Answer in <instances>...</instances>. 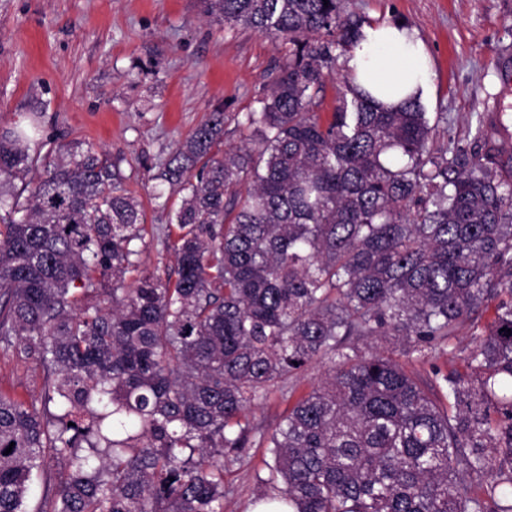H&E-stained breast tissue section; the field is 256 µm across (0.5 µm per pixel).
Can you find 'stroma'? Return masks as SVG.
<instances>
[{"label":"stroma","mask_w":512,"mask_h":512,"mask_svg":"<svg viewBox=\"0 0 512 512\" xmlns=\"http://www.w3.org/2000/svg\"><path fill=\"white\" fill-rule=\"evenodd\" d=\"M342 18L399 23L421 38L432 70L422 98L448 115L438 140L470 150L477 128L512 153V0H343ZM281 56L277 42L205 17L198 0H0V131L41 115L29 146L80 141L118 165L140 201L152 237L140 264L173 276L175 257L155 231L171 223L180 196L154 198L156 176L180 142L217 108L245 116ZM493 317L465 323L440 354L418 365L463 369L461 355ZM44 372L0 350V391L40 397ZM227 463L235 489L224 512H250L264 449Z\"/></svg>","instance_id":"1"}]
</instances>
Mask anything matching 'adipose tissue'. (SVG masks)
I'll return each mask as SVG.
<instances>
[{"mask_svg":"<svg viewBox=\"0 0 512 512\" xmlns=\"http://www.w3.org/2000/svg\"><path fill=\"white\" fill-rule=\"evenodd\" d=\"M346 57L354 88L391 107L424 92L430 77L425 45L410 29L391 23L364 26Z\"/></svg>","mask_w":512,"mask_h":512,"instance_id":"adipose-tissue-1","label":"adipose tissue"}]
</instances>
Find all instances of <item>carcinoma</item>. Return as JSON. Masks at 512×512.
Instances as JSON below:
<instances>
[{
	"mask_svg": "<svg viewBox=\"0 0 512 512\" xmlns=\"http://www.w3.org/2000/svg\"><path fill=\"white\" fill-rule=\"evenodd\" d=\"M200 4L286 49L241 145L214 151L235 120L217 109L163 164L175 280L140 268L143 210L112 162L0 133V347L44 368L40 398L0 392V512H27L48 458L65 470L36 512H224V449L255 445L257 496L290 512H512V174L436 141L448 113L379 108L348 73L319 112L361 37L341 0ZM491 302L464 374L359 347L425 358ZM316 363L275 426L251 421Z\"/></svg>",
	"mask_w": 512,
	"mask_h": 512,
	"instance_id": "cac0c4a2",
	"label": "carcinoma"
}]
</instances>
